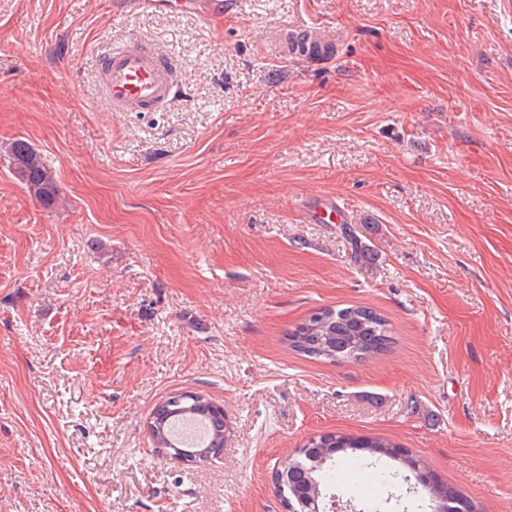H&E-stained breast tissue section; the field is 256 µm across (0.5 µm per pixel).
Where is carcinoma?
I'll return each mask as SVG.
<instances>
[{
    "label": "carcinoma",
    "instance_id": "cac0c4a2",
    "mask_svg": "<svg viewBox=\"0 0 512 512\" xmlns=\"http://www.w3.org/2000/svg\"><path fill=\"white\" fill-rule=\"evenodd\" d=\"M9 158L16 175L27 189L43 204L52 205L59 192L57 183L31 146L22 139L12 141ZM342 233L352 244L355 261L362 264L375 262L376 254L359 242L351 225H343ZM288 341L294 350L307 357L350 362L384 351L391 343V335L387 321L376 311L368 307L350 306L334 309V320L331 322L305 319L288 332ZM320 448L338 449L322 470L314 473L319 487L323 489L339 481L342 464L352 462L361 468L367 467L374 458L393 456L397 444L382 437L365 435L325 433L317 436L312 446L300 449L298 456L293 458L295 466L289 473L288 481L275 484L276 493L285 509L301 508L304 512H314L315 495L304 483L298 463Z\"/></svg>",
    "mask_w": 512,
    "mask_h": 512
}]
</instances>
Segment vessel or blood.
I'll return each mask as SVG.
<instances>
[{"label": "vessel or blood", "instance_id": "obj_1", "mask_svg": "<svg viewBox=\"0 0 512 512\" xmlns=\"http://www.w3.org/2000/svg\"><path fill=\"white\" fill-rule=\"evenodd\" d=\"M176 1L188 13L212 23L223 21L230 7L229 0H116L114 13H163ZM287 48L292 54L317 56L332 50L329 43L308 30L290 35ZM100 67L104 96L116 113L145 112L164 103L171 94L177 70L170 57L143 43L103 53Z\"/></svg>", "mask_w": 512, "mask_h": 512}]
</instances>
